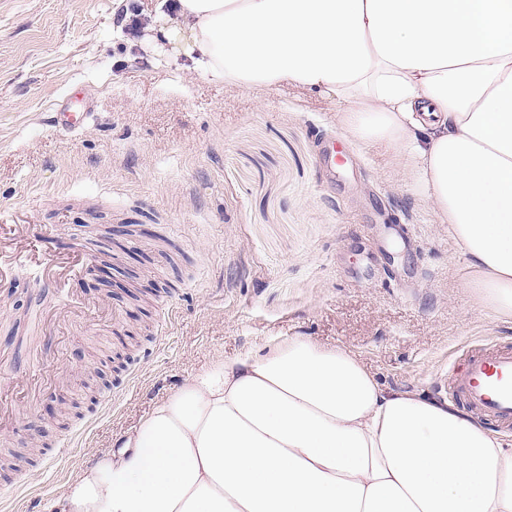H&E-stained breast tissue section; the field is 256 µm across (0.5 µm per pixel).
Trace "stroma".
<instances>
[{"label":"stroma","instance_id":"stroma-1","mask_svg":"<svg viewBox=\"0 0 512 512\" xmlns=\"http://www.w3.org/2000/svg\"><path fill=\"white\" fill-rule=\"evenodd\" d=\"M159 0H0V225L27 224L74 270L17 263L0 285V385L34 361V405L0 426V512H53L61 487L218 357L285 336L344 347L387 387L440 396L463 345H512L467 261L384 147L338 102L243 93L131 46ZM83 82L97 122L48 116ZM112 262V288L89 275ZM168 300L167 310L157 306Z\"/></svg>","mask_w":512,"mask_h":512}]
</instances>
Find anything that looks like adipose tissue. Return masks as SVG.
<instances>
[{
  "label": "adipose tissue",
  "instance_id": "ef3b65f1",
  "mask_svg": "<svg viewBox=\"0 0 512 512\" xmlns=\"http://www.w3.org/2000/svg\"><path fill=\"white\" fill-rule=\"evenodd\" d=\"M189 72L338 100L512 321V0H180L148 28ZM55 512H512V447L447 400L387 388L303 336L216 358Z\"/></svg>",
  "mask_w": 512,
  "mask_h": 512
}]
</instances>
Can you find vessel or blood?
<instances>
[{"instance_id":"b4317fda","label":"vessel or blood","mask_w":512,"mask_h":512,"mask_svg":"<svg viewBox=\"0 0 512 512\" xmlns=\"http://www.w3.org/2000/svg\"><path fill=\"white\" fill-rule=\"evenodd\" d=\"M55 131L77 134L96 119L89 101L78 98L75 86H68L57 98L51 111ZM11 253L16 258L33 257V239L29 226H0V255ZM448 393L485 418L512 425V348L484 349L472 347L462 359L449 368Z\"/></svg>"}]
</instances>
